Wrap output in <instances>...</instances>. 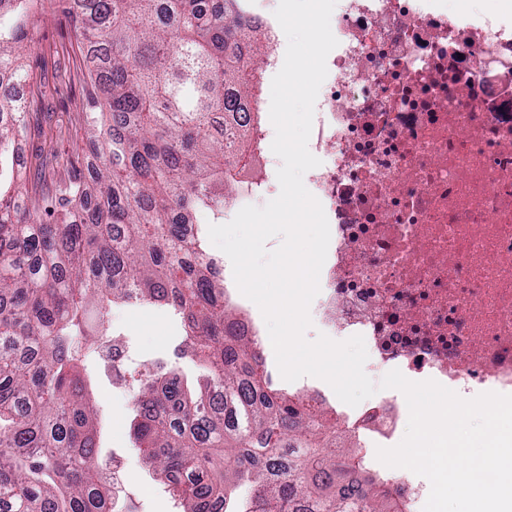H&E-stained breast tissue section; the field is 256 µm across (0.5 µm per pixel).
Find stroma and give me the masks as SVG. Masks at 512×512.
I'll return each mask as SVG.
<instances>
[{"instance_id":"obj_1","label":"stroma","mask_w":512,"mask_h":512,"mask_svg":"<svg viewBox=\"0 0 512 512\" xmlns=\"http://www.w3.org/2000/svg\"><path fill=\"white\" fill-rule=\"evenodd\" d=\"M70 18L51 8H44L40 19L29 29L21 50L22 63L32 72L41 89L42 113L28 134L19 136L14 153L4 165L14 178L28 176L36 154H55L70 158L79 153L85 136L81 121L86 105L83 75L78 59L69 46ZM224 280L230 302L242 316L252 317L262 338L261 350L269 371L277 364L267 327L258 307L238 290L232 264L221 250L210 248ZM92 326L103 325L126 344L127 369L139 370L144 364L170 354L184 331L179 322L167 317L161 308L150 305H120L106 318L90 312ZM84 375L99 409L98 457L120 456L127 472L130 490L122 494V512H173L171 496L160 478L143 463L133 446L130 423L138 386L116 384L112 368L86 361Z\"/></svg>"}]
</instances>
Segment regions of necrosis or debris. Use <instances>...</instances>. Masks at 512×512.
<instances>
[{
	"mask_svg": "<svg viewBox=\"0 0 512 512\" xmlns=\"http://www.w3.org/2000/svg\"><path fill=\"white\" fill-rule=\"evenodd\" d=\"M306 174L330 226L314 308L373 362L512 394V16L341 0ZM398 394L350 422L396 442Z\"/></svg>",
	"mask_w": 512,
	"mask_h": 512,
	"instance_id": "4bbe7bcc",
	"label": "necrosis or debris"
}]
</instances>
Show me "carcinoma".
Here are the masks:
<instances>
[{"instance_id": "1", "label": "carcinoma", "mask_w": 512, "mask_h": 512, "mask_svg": "<svg viewBox=\"0 0 512 512\" xmlns=\"http://www.w3.org/2000/svg\"><path fill=\"white\" fill-rule=\"evenodd\" d=\"M74 22L89 111L86 163L40 159L0 192V505L5 512H114L87 464L97 408L78 362L87 307L151 303L178 317L191 382L158 363L139 374L132 432L180 512H404L365 465L356 432L300 394L272 388L242 334L191 215L224 214L255 153L263 61L256 0H58ZM41 0H0V75L29 73L18 48ZM40 97L0 98V159ZM233 462L218 476L217 455Z\"/></svg>"}]
</instances>
